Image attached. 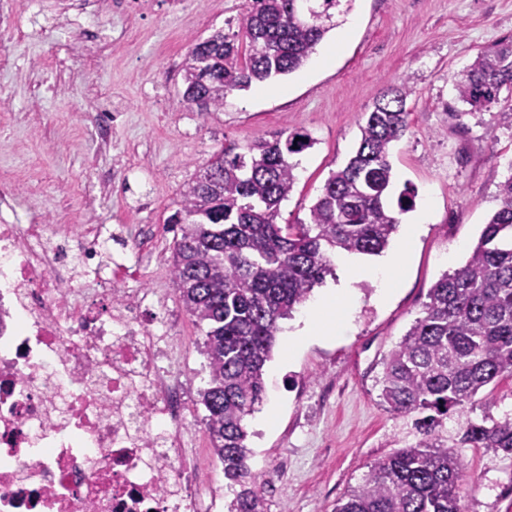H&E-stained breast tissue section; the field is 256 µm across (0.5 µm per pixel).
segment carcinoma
<instances>
[{"instance_id":"1","label":"carcinoma","mask_w":512,"mask_h":512,"mask_svg":"<svg viewBox=\"0 0 512 512\" xmlns=\"http://www.w3.org/2000/svg\"><path fill=\"white\" fill-rule=\"evenodd\" d=\"M354 0H246L237 30L195 43L184 65L183 102L224 108L234 91L299 70ZM466 113L512 98V43L477 53L456 83ZM408 83L388 89L359 121L355 154L330 172L309 222L279 224L296 183L290 156L311 148L304 131L230 145L203 165L168 223L179 226L171 271L187 314L206 326L208 379L200 390L205 431L224 463L227 512H268L263 475L246 464L244 420L265 390L279 322L291 318L332 273V253L379 255L399 216L416 206L406 183L393 192L390 147L409 128ZM465 264L430 288L417 319L384 361L380 399L412 418L416 442L377 459L335 512H462V456L448 449V414L459 448L512 458V417H465L481 390L512 378V175Z\"/></svg>"}]
</instances>
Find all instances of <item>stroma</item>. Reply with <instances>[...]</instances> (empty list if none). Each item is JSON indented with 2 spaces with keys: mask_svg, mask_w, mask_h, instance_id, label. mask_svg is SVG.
Wrapping results in <instances>:
<instances>
[{
  "mask_svg": "<svg viewBox=\"0 0 512 512\" xmlns=\"http://www.w3.org/2000/svg\"><path fill=\"white\" fill-rule=\"evenodd\" d=\"M0 45L15 60L0 70V169L22 193L0 184L19 223L37 219L63 236L95 225L104 265L124 266L123 288L160 294L146 319L173 317L172 362L189 385L187 453L205 479L223 482L205 433L198 392L207 381L203 328L185 312L171 273L176 233L168 218L186 184L221 148L245 146L278 131L315 140L295 155L297 181L279 223L308 221L331 171L359 138L358 120L388 88L408 82L409 131L389 160L394 185L411 183L432 218L420 225L393 274L390 298L375 303L369 281L354 283L351 317L337 316L328 336L295 352L277 342L266 365L271 427L258 425L263 404L246 418L249 465L262 473L268 512H333L371 464L414 443L404 418L379 399L389 351L421 317L429 289L462 266L498 207L500 182L512 175V101L469 114L457 98L462 71L485 49L512 41V0H355L348 35L329 31L298 71L263 89L228 95L223 110L196 112L181 98L182 63L197 40L237 20L244 0H138L128 14H82L74 0H9ZM40 15L42 29L14 38ZM126 31L107 60L89 65L93 44L79 26ZM512 415V380L488 386L473 421ZM463 512H512V460L466 448Z\"/></svg>",
  "mask_w": 512,
  "mask_h": 512,
  "instance_id": "1",
  "label": "stroma"
}]
</instances>
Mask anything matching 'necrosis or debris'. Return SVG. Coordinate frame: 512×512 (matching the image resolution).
Here are the masks:
<instances>
[{
    "label": "necrosis or debris",
    "mask_w": 512,
    "mask_h": 512,
    "mask_svg": "<svg viewBox=\"0 0 512 512\" xmlns=\"http://www.w3.org/2000/svg\"><path fill=\"white\" fill-rule=\"evenodd\" d=\"M71 268L39 224L0 223V512H221L224 491L181 450L189 392L151 293L113 288L92 226Z\"/></svg>",
    "instance_id": "1"
}]
</instances>
